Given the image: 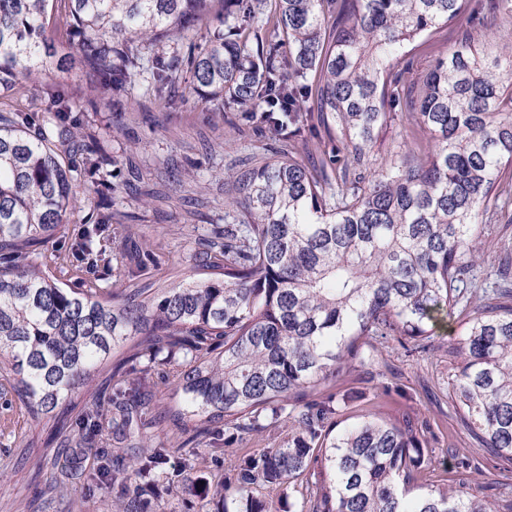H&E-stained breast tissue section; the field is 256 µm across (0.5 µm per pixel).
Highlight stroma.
I'll return each instance as SVG.
<instances>
[{"instance_id": "stroma-1", "label": "stroma", "mask_w": 512, "mask_h": 512, "mask_svg": "<svg viewBox=\"0 0 512 512\" xmlns=\"http://www.w3.org/2000/svg\"><path fill=\"white\" fill-rule=\"evenodd\" d=\"M55 47L66 66L35 81L31 106L46 107L47 85L62 87L76 99L85 96L86 77L75 49L62 36ZM180 90L171 106L140 92L115 94L86 114L100 147L120 162L104 175L111 211L131 218L128 230L114 237L112 250L125 260L130 244H137L145 254L144 282L190 273L198 239L224 224V170L238 164L247 149L265 143L250 114L216 111L189 85ZM484 252L473 290L483 302L494 299L495 271L512 257V215L495 218ZM460 333V324H453L425 348L388 339L370 363L352 362L329 390L342 416L376 412L392 419L408 415L422 423L428 447L442 461L428 473L430 482L444 483L446 466L467 458L478 465L491 499L508 498L512 471L479 450L450 405L448 348ZM46 439L40 429L24 430L17 401L12 394H0V512H112L111 498L86 497L81 482L58 480V447Z\"/></svg>"}]
</instances>
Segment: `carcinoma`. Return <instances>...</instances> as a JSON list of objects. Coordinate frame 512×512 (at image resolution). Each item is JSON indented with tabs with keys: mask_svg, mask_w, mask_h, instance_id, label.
<instances>
[{
	"mask_svg": "<svg viewBox=\"0 0 512 512\" xmlns=\"http://www.w3.org/2000/svg\"><path fill=\"white\" fill-rule=\"evenodd\" d=\"M214 0H0V380L28 421L64 431L56 413L112 364V416L83 399L62 467L114 440L85 476L112 490V512H166L143 500L160 481L224 512H512L484 486L425 479L436 467L411 419H336L327 387L363 348L424 342L453 318L448 388L480 449L512 466V262L499 302L475 305L493 216L512 207V43L456 38L408 78L407 48L458 22L465 0H233L217 26ZM512 21V0H481ZM62 26L89 85L33 110L26 81L63 68ZM147 82L169 100L181 81L217 106L265 114L273 145L224 171V228L195 272L157 287L105 288L73 276L112 262V214L83 227L69 257L52 240L76 203L93 210L113 164L85 131L86 106ZM427 142L370 151L397 112ZM82 143L86 179L68 155ZM168 366L175 404L156 399ZM171 428L192 445L171 456ZM155 428L156 434L148 433ZM281 437L225 463L214 490L187 480L191 461L241 435Z\"/></svg>",
	"mask_w": 512,
	"mask_h": 512,
	"instance_id": "obj_1",
	"label": "carcinoma"
}]
</instances>
